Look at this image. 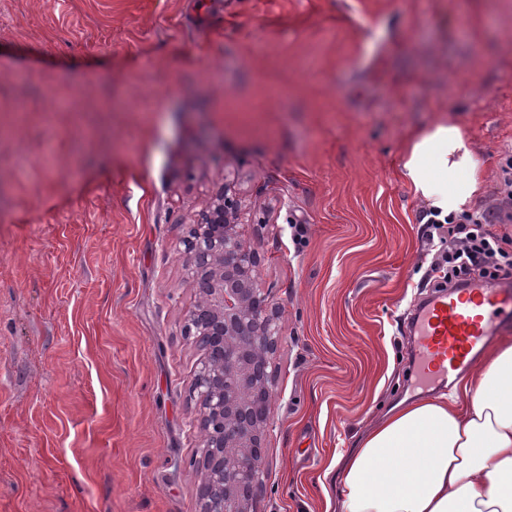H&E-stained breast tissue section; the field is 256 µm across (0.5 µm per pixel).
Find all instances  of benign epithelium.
<instances>
[{"instance_id": "7a95c632", "label": "benign epithelium", "mask_w": 512, "mask_h": 512, "mask_svg": "<svg viewBox=\"0 0 512 512\" xmlns=\"http://www.w3.org/2000/svg\"><path fill=\"white\" fill-rule=\"evenodd\" d=\"M240 211L224 185L181 241L186 283L197 293L185 332L201 351L192 383L201 436L196 512H251L271 420L269 355L280 330L258 281L257 254L240 231Z\"/></svg>"}]
</instances>
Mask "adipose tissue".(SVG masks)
Wrapping results in <instances>:
<instances>
[{
    "label": "adipose tissue",
    "mask_w": 512,
    "mask_h": 512,
    "mask_svg": "<svg viewBox=\"0 0 512 512\" xmlns=\"http://www.w3.org/2000/svg\"><path fill=\"white\" fill-rule=\"evenodd\" d=\"M400 174L443 224L468 213L485 179L469 136L445 118L408 141ZM333 468L336 512H512V338L450 393L389 409Z\"/></svg>",
    "instance_id": "obj_1"
}]
</instances>
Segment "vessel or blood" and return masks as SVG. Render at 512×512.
Returning a JSON list of instances; mask_svg holds the SVG:
<instances>
[{
  "label": "vessel or blood",
  "mask_w": 512,
  "mask_h": 512,
  "mask_svg": "<svg viewBox=\"0 0 512 512\" xmlns=\"http://www.w3.org/2000/svg\"><path fill=\"white\" fill-rule=\"evenodd\" d=\"M512 321V285L494 288L476 281L459 294L441 293L423 308L417 324V351L436 373L457 372Z\"/></svg>",
  "instance_id": "vessel-or-blood-1"
}]
</instances>
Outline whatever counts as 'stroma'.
I'll return each mask as SVG.
<instances>
[{
  "label": "stroma",
  "mask_w": 512,
  "mask_h": 512,
  "mask_svg": "<svg viewBox=\"0 0 512 512\" xmlns=\"http://www.w3.org/2000/svg\"><path fill=\"white\" fill-rule=\"evenodd\" d=\"M460 122L512 190V0H0V512H196L180 242L234 183L278 313L254 512H334L329 466L437 395L409 136Z\"/></svg>",
  "instance_id": "stroma-1"
}]
</instances>
